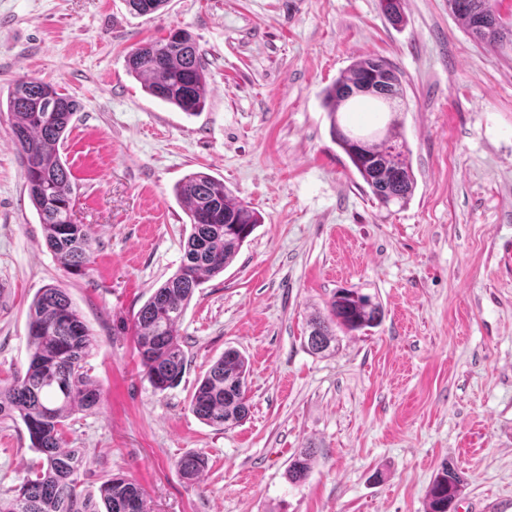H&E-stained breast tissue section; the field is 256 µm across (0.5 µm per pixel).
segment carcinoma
<instances>
[{
    "label": "carcinoma",
    "instance_id": "obj_1",
    "mask_svg": "<svg viewBox=\"0 0 512 512\" xmlns=\"http://www.w3.org/2000/svg\"><path fill=\"white\" fill-rule=\"evenodd\" d=\"M138 15L164 9L168 0H127ZM501 0H448V11L476 41L512 50V20L502 16ZM382 15L393 24L405 19V0H379ZM128 70L141 80L152 97L188 115L203 111L207 94L205 64L196 43L181 29L133 48ZM371 84L367 96L391 110L379 135H356L342 127L337 114L359 91ZM405 100L403 76L388 60L364 57L340 73L324 95L323 104L336 145L379 202H407L416 179L411 150L403 134L398 107ZM9 136L20 154L29 199L43 224L45 244L69 274H81L93 253L90 228L72 221V173L62 160L60 147L79 109L77 101L38 78L21 76L10 90ZM191 226L183 260L177 272L157 288L134 317L136 349L149 382L159 392L176 387L186 355L177 333L196 291L206 279L224 272L243 244L261 223L259 214L235 198L224 180L191 172L175 186ZM383 318L380 303L359 290H336L327 314L308 321L307 348L321 354L336 344V329L362 331ZM29 363L25 374L0 383V419L21 422L30 448L41 461L22 478L15 495L0 498V512H148L145 491L134 480L113 476L100 487L101 502L80 488L78 471L83 459L65 447L66 421L76 410L101 402L97 383L84 372L96 340L66 289L48 285L32 301L28 322ZM248 359L239 350H224L198 380L190 402L192 413L208 425L231 428L249 412ZM315 452L306 448L291 458L287 476L305 481ZM207 466L199 454L177 462L183 478L198 481ZM466 479L448 463L435 474L427 492V512H452ZM104 510H99V504Z\"/></svg>",
    "mask_w": 512,
    "mask_h": 512
}]
</instances>
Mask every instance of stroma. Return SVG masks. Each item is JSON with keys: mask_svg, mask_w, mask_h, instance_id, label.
Instances as JSON below:
<instances>
[{"mask_svg": "<svg viewBox=\"0 0 512 512\" xmlns=\"http://www.w3.org/2000/svg\"><path fill=\"white\" fill-rule=\"evenodd\" d=\"M182 29L209 94L190 116L144 92L132 47ZM404 76L400 115L416 189L382 206L333 141L326 89L353 60ZM81 104L61 147L72 219L95 262L65 273L46 248L22 160L0 112V380L24 374L28 311L66 288L96 347L85 368L99 407L66 427L84 492L135 480L151 512H425L441 463L465 474L457 512H512V52L473 40L448 0H406L391 25L378 0H0V100L18 77ZM223 179L261 223L177 326L178 386L154 391L132 321L179 268L190 232L174 187ZM339 288L382 304L381 323L311 354L307 323ZM249 360L247 419L232 429L189 408L225 349ZM314 448L308 479L288 463ZM199 453V482L176 464ZM40 459L23 424L0 421V496Z\"/></svg>", "mask_w": 512, "mask_h": 512, "instance_id": "35a3bbf8", "label": "stroma"}]
</instances>
